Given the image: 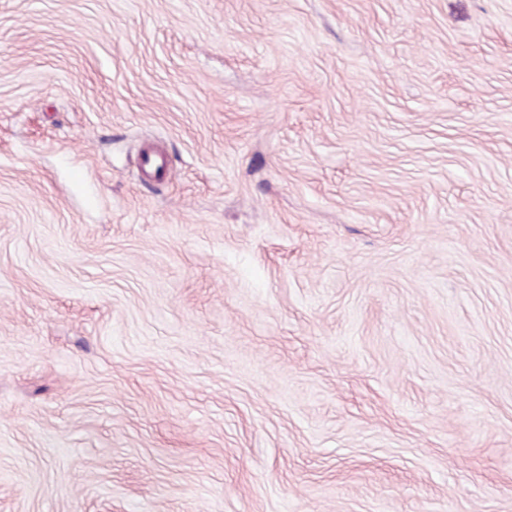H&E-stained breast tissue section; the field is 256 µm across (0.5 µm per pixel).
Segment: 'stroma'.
<instances>
[{
  "label": "stroma",
  "instance_id": "stroma-1",
  "mask_svg": "<svg viewBox=\"0 0 512 512\" xmlns=\"http://www.w3.org/2000/svg\"><path fill=\"white\" fill-rule=\"evenodd\" d=\"M0 512H512V0H0Z\"/></svg>",
  "mask_w": 512,
  "mask_h": 512
}]
</instances>
